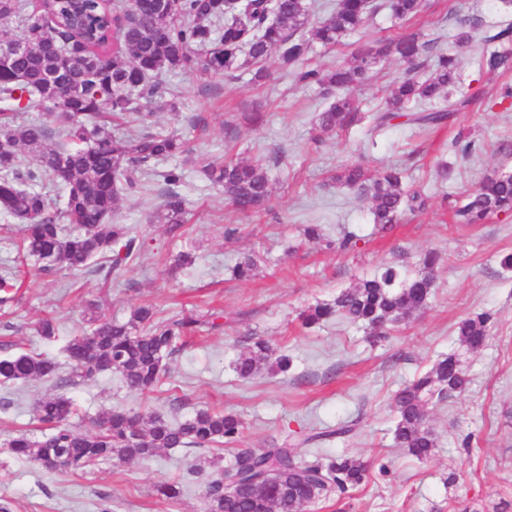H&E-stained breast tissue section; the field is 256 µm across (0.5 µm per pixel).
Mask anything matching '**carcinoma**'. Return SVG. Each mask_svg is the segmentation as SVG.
Listing matches in <instances>:
<instances>
[{"label":"carcinoma","mask_w":512,"mask_h":512,"mask_svg":"<svg viewBox=\"0 0 512 512\" xmlns=\"http://www.w3.org/2000/svg\"><path fill=\"white\" fill-rule=\"evenodd\" d=\"M387 7L394 18L403 20L416 16L423 0H388ZM373 8L371 0H339L336 12L307 32L305 0H243L230 9L224 0H165L160 10L151 0H0V210L22 224L19 257L35 261L47 274L67 268L100 272L106 281L120 275L136 254L137 241L126 225L112 223L114 206L122 197L140 194L153 180L162 189V219L170 233L186 223L179 192L184 173L175 166L160 171L158 165L184 153L187 141L175 130L153 129L152 113L141 111L140 104L166 94L161 83L166 73L205 80L248 70L252 80L260 82L267 77L263 63L276 52L284 68L294 69L297 81L330 93L362 83L382 56L395 54L424 65L433 43L410 34L334 69L295 68L311 42L339 44L364 24ZM12 24L20 28V35L8 33ZM479 29L476 17L460 20L458 42H472ZM17 40L26 43L21 54L8 50ZM67 58L75 59L77 66L62 83H50ZM481 65L491 73L511 71L512 54L487 50ZM458 82V59L435 54L429 75L408 77L393 86L386 107L371 117V131H382L400 117L422 128L447 124L468 106L467 97H452ZM49 98L55 100L51 123L18 122L20 112ZM108 115L127 126L123 135L107 129ZM362 120V113L343 94L317 114L316 125L320 132L330 133ZM263 121L261 112H240L224 123V137L236 138L243 123ZM25 151L34 155V164L23 163ZM270 164L263 157L227 160L206 164L204 172L222 187L235 210L260 213L272 197ZM403 179L398 167L371 175L348 162L332 176L334 182L372 199L376 233L387 232L406 214L424 209L426 199L405 187ZM39 186L62 190V203L53 204L37 190ZM448 209L456 224H482L494 215L512 214V174L486 178L463 199L449 201ZM302 236L328 250L350 251L360 241L353 232L330 240L319 224L304 225ZM438 261V254H424L416 273L399 265L383 266L354 287L340 290L333 301L302 310L298 319L302 327L311 328L342 316L365 326L373 341H380L391 326L427 305L434 287L427 271ZM254 268V260L246 258L230 272L235 279L247 280ZM16 288L15 273L0 275V305L14 301ZM155 315L149 305L133 309L125 322L93 313L87 319L90 328L71 337L62 349L68 373L61 372L53 357L20 352L0 358V381H46L65 388L101 373H116L128 389L150 391L168 373L167 360L203 324L192 314L161 322ZM491 321V315L480 313L458 323L457 338L464 352L485 346ZM36 333L46 342L55 341V319H41ZM292 364L288 353L260 339L237 357L234 369L248 379L264 369L286 373ZM469 384L460 355L436 360L395 395V444L418 459L430 456L436 437L427 425V405L461 394ZM37 414L50 426L49 432L39 439L21 433L6 439L3 447L13 457L50 471L84 470L115 458L148 459L160 449L233 445L241 434L237 415L209 407L176 423L158 416L111 413L94 433L83 432L72 422L75 403L63 395L39 401ZM353 432L354 424H339L309 434L306 442L321 444ZM207 464L214 467V474L203 490V512H308L311 504L356 489L368 479L366 466L355 457L304 461L285 440L258 452L240 451L223 466L199 458L181 478L160 485L157 494L171 503L179 501L186 479Z\"/></svg>","instance_id":"1"}]
</instances>
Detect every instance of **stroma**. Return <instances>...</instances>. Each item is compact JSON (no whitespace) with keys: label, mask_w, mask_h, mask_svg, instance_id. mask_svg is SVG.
Masks as SVG:
<instances>
[{"label":"stroma","mask_w":512,"mask_h":512,"mask_svg":"<svg viewBox=\"0 0 512 512\" xmlns=\"http://www.w3.org/2000/svg\"><path fill=\"white\" fill-rule=\"evenodd\" d=\"M471 16L481 19L482 37L459 45L458 21ZM508 25L512 7L501 0H425L416 18L399 21L381 8L340 45L313 43L305 64L322 69L411 33L433 41L435 52L460 56V90L469 105L453 123L425 130L398 119L375 137L364 122L319 135L315 118L329 97L295 81L275 55L265 63L268 77L261 85L247 72L204 83L167 75L163 83L175 91L177 110L159 98L144 109L155 126L178 130L188 140V154L173 163L185 172L180 191L190 222L180 235L169 234L155 190L121 198L113 219L129 226L141 252L107 287L87 270L44 275L29 268L15 304L0 314V356L26 351L61 357L63 341L77 334L90 300L103 301V315L121 321L138 305L153 306L161 321L193 314L204 326L172 358L158 388L135 393L110 373L65 388L77 408L76 423L92 431L113 411L173 421L206 406L220 407L239 417L241 434L233 445L211 448L210 456L227 460L285 439L309 460L350 455L367 464L365 487L319 501L309 512H512V271L499 265L500 254L512 250V215L454 224L445 203L463 198L488 176L512 170V106L496 103L502 84H512V73L479 68L483 37ZM410 70L397 57L382 58L369 80L349 95L360 112H374L383 106L386 90ZM252 108L265 112V124L242 126L237 138H225L230 113ZM457 136L473 141L469 154L449 152ZM211 155L275 157L269 212H233L221 189L199 171L200 159ZM347 158L363 159L372 170L401 167L407 187L426 197L425 210L406 215L386 234L374 233L370 200L326 183ZM444 162L452 167L447 178L440 175ZM228 224L238 225L236 236L225 237ZM304 224L322 225L333 238L346 228L361 240L352 251L319 249L303 242ZM181 251L192 252L194 263L170 271ZM427 251L442 256L433 272L434 293L386 339L372 342L364 328L340 317L301 326V310L333 300L340 289L382 265L415 268ZM246 256L257 264L255 277L231 279L230 267ZM482 312L491 314L492 329L486 346L466 357L471 384L461 395L429 405L437 446L429 458L416 459L393 444L394 394L439 356L459 350L458 323ZM46 316L58 323L57 343H44L35 332ZM259 338L292 356L288 374L237 375L236 357ZM53 392L47 382L0 383V506L9 512H202L209 471L198 474L177 504L155 491L196 459V452L183 448L76 472H48L13 458L4 440L21 431L40 437L45 426L34 407ZM345 420L357 423L352 438L317 447L305 443L311 431Z\"/></svg>","instance_id":"1"}]
</instances>
